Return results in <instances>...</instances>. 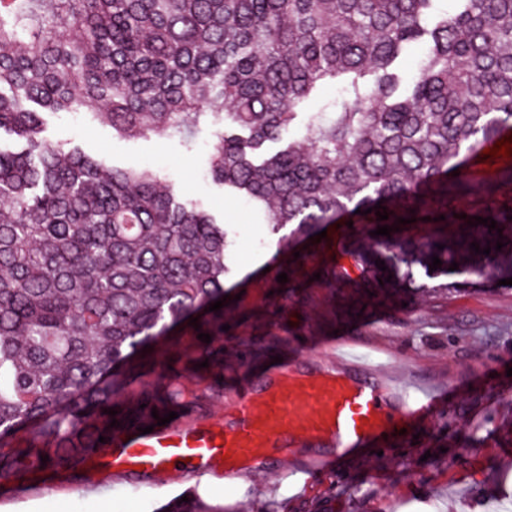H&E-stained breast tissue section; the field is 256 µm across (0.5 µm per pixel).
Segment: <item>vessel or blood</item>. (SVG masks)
I'll list each match as a JSON object with an SVG mask.
<instances>
[{
  "instance_id": "1",
  "label": "vessel or blood",
  "mask_w": 512,
  "mask_h": 512,
  "mask_svg": "<svg viewBox=\"0 0 512 512\" xmlns=\"http://www.w3.org/2000/svg\"><path fill=\"white\" fill-rule=\"evenodd\" d=\"M355 346L352 337L337 336L327 344L335 363L274 367L256 379L255 390L226 405L223 426L176 421L120 440L112 465L159 472L184 460L194 476L217 469L234 482L272 455L306 448L305 464L288 473V492L295 495L306 490L311 472L340 465L350 451L400 445L410 433L429 428L449 388L383 378V364L356 353Z\"/></svg>"
}]
</instances>
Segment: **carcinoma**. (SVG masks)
<instances>
[{"label": "carcinoma", "instance_id": "1", "mask_svg": "<svg viewBox=\"0 0 512 512\" xmlns=\"http://www.w3.org/2000/svg\"><path fill=\"white\" fill-rule=\"evenodd\" d=\"M437 2L0 0V131L19 144L0 148L1 487L109 465L112 442L157 426L154 409L204 416L224 402L225 350L250 368L282 343L275 328L291 309L319 303L334 319L338 296L385 304L416 284L449 299L476 272L490 285L512 278V168L448 180L512 130V0H453L441 13ZM412 45L423 53L406 81L397 61ZM327 82L336 95L303 111ZM90 107L118 133L189 146L213 128L209 177L273 206L272 232L292 226L282 246L358 209L372 231L412 223L347 243L355 278L314 258L320 291L275 283L245 321L268 328L255 346L209 311L224 297L227 240L207 210L179 201L158 170L41 136L47 114ZM297 122L305 144L269 153ZM475 216L496 228L470 226ZM429 217L436 230L415 234ZM185 496L159 512H224Z\"/></svg>", "mask_w": 512, "mask_h": 512}]
</instances>
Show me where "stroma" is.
I'll return each mask as SVG.
<instances>
[{"label": "stroma", "mask_w": 512, "mask_h": 512, "mask_svg": "<svg viewBox=\"0 0 512 512\" xmlns=\"http://www.w3.org/2000/svg\"><path fill=\"white\" fill-rule=\"evenodd\" d=\"M45 137L80 147L118 168L162 170L184 199L200 204L223 221L230 245L224 286L227 321H238L242 311L264 301L272 275L265 265L271 256L287 262L269 239L267 210L252 203L228 200L207 175L212 152L210 130L196 145L176 137H124L88 114L61 112L47 116ZM406 307L367 310L349 324L326 325L309 334L307 324L318 316L314 309L290 310L280 324L283 342L276 352L285 360H309L317 343L334 332H350L361 350L384 362L389 373L421 374L442 383L458 382L472 366L483 363L500 392L470 391L446 404L432 427L416 443L364 456L342 465L333 475L315 474L314 487L288 496L276 472L287 470L288 460L273 462L245 475L237 485H224L220 474L201 481L186 480L180 467L138 482L124 472L105 467L72 479L69 473L48 475L45 481H26L0 487V512H156L170 498L198 489L226 512H301L318 500L321 512H512V465L499 457L512 451V289L466 287L448 302H436L412 293ZM55 488L53 496L40 494L42 484Z\"/></svg>", "instance_id": "stroma-1"}]
</instances>
